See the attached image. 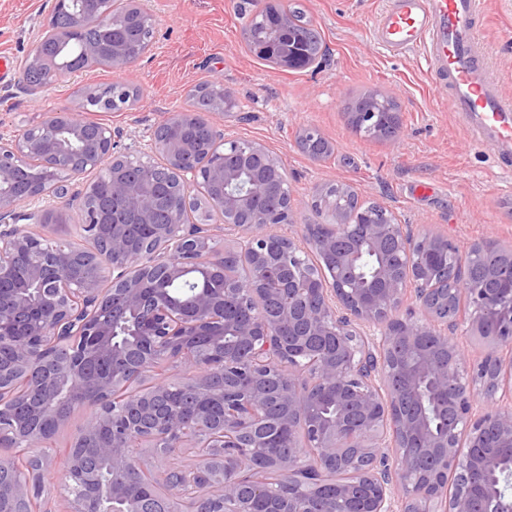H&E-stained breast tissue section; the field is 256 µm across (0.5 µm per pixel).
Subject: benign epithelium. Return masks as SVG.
<instances>
[{"label": "benign epithelium", "instance_id": "benign-epithelium-1", "mask_svg": "<svg viewBox=\"0 0 512 512\" xmlns=\"http://www.w3.org/2000/svg\"><path fill=\"white\" fill-rule=\"evenodd\" d=\"M81 12L90 25L112 24L120 12L117 0H59ZM130 17L154 28L151 13L139 0ZM278 68L312 66L300 46L263 47ZM139 57L112 44V68L126 69ZM80 71L70 60L46 55L41 47L19 65L18 87L33 94L37 87L27 75L59 79ZM215 144L171 134L153 135L148 151L120 147L124 133L91 121L81 112H48L8 141L0 138V345L10 355L0 359V393L23 382L39 393V402L23 422L0 413V435L20 437L24 445L10 459L0 458V496L6 495L34 512L42 495L62 486L46 480L52 459L33 454L47 447L37 422L54 412L61 388L78 401H93L91 416L74 438L65 475L82 472L79 448L94 441L98 459L115 470L126 467L132 449L145 442L197 449L196 463L163 471L164 498L174 512L188 497L205 499L213 512H253L252 499L241 494L249 477L254 448L247 442L266 425V407L275 399L286 409L279 428L301 434L303 441L287 455L272 457V465L290 478L288 490L264 493L269 512H313L306 495L319 480L332 476L336 496L359 505L358 512H508L512 504L493 496L484 508L473 507L470 487L477 477L500 484L512 471L484 453L488 432L512 447V386L503 384L512 359L503 367L500 351L512 347V298L485 308V296L464 290L468 305L467 334L478 336L487 353L470 363L465 347L448 335L454 322L439 319L437 305L448 292L432 287L436 270L426 262L402 276L394 258L438 251L454 252L445 237L411 235L387 217L375 224H355L345 208L333 213L326 232L305 226L316 254L330 263L332 277L292 268L300 246L271 230L291 224V195L271 210L256 200L270 183L254 178L246 188L233 185L241 169L261 157L273 174L281 173L277 158L258 143L221 140L209 122ZM208 152L205 165L188 158ZM157 155L175 177L182 194L164 221L149 179ZM111 183L112 199L125 208L127 223L112 224L95 199V182L81 191L83 230L92 247L70 246L54 252L50 262L40 257L47 239L35 231L47 223H64L60 210L26 206L53 196L65 204L70 178L86 171ZM199 188L202 198L192 194ZM209 208L201 221L186 223L194 202ZM217 212L223 223L245 231V240L211 246L208 221ZM385 252L374 288H349L357 276L361 245ZM240 257L248 276L235 289L243 316H230L224 294L198 288L191 309L177 306L168 289L151 288L161 272L170 282L200 264L224 271V256ZM415 285L423 318L409 310L396 315L408 283ZM278 296V305L262 300ZM367 324L380 335L366 336ZM147 339L142 355L130 358L128 343L115 341L117 328ZM411 350L417 364L404 366L405 392L392 384L391 353ZM168 368L183 388L195 393L201 409L186 417L170 404L171 389L150 382L137 400L116 408L112 392L122 391L129 378ZM273 370L283 372L281 388L272 393L263 380ZM428 382L437 400L448 408L447 426L435 429L421 413L412 412L403 394L416 395ZM331 397L336 419L325 422L304 413L308 397ZM98 483L76 490V512L96 495Z\"/></svg>", "mask_w": 512, "mask_h": 512}]
</instances>
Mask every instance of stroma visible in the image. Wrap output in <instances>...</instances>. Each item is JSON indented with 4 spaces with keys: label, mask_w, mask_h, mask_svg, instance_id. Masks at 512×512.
I'll return each mask as SVG.
<instances>
[{
    "label": "stroma",
    "mask_w": 512,
    "mask_h": 512,
    "mask_svg": "<svg viewBox=\"0 0 512 512\" xmlns=\"http://www.w3.org/2000/svg\"><path fill=\"white\" fill-rule=\"evenodd\" d=\"M247 2L142 0L155 19V42L140 61L121 71L85 68L34 96L18 92L15 77L0 78V136L20 133L44 113L78 110L87 89L126 84L137 88L135 101L87 117L123 128L127 144L141 147L168 113L187 110L190 89L219 76L234 103L221 129L278 159L296 203L293 222L278 231L298 245L306 243L305 225L319 221L311 207L317 188L345 183L360 199L386 206L411 233L448 236L459 253L484 240L512 249V167L468 134L421 51L393 55L374 42L372 21L386 0H295L327 52L318 64L294 71L249 51L237 11ZM53 5L0 0V54L15 62L33 49ZM482 6L487 62L512 95V0H482ZM368 91L398 104L395 141L367 138L348 124L347 102ZM310 127L331 143L328 158L313 159L299 147V133Z\"/></svg>",
    "instance_id": "1"
}]
</instances>
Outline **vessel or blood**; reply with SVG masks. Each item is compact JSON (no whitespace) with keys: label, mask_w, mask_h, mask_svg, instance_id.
<instances>
[{"label":"vessel or blood","mask_w":512,"mask_h":512,"mask_svg":"<svg viewBox=\"0 0 512 512\" xmlns=\"http://www.w3.org/2000/svg\"><path fill=\"white\" fill-rule=\"evenodd\" d=\"M481 0H387L373 29L386 52L422 50L435 81L475 139L512 160V97L484 60Z\"/></svg>","instance_id":"b4317fda"}]
</instances>
